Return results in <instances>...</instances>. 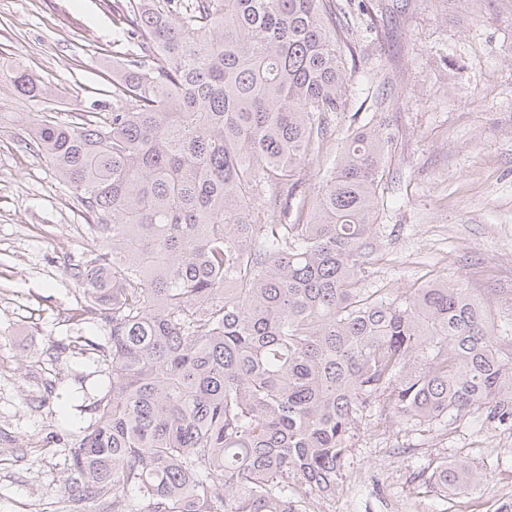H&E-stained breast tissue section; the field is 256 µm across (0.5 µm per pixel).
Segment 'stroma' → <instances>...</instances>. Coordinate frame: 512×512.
<instances>
[{
	"mask_svg": "<svg viewBox=\"0 0 512 512\" xmlns=\"http://www.w3.org/2000/svg\"><path fill=\"white\" fill-rule=\"evenodd\" d=\"M125 0H0L7 62L59 88L36 101L0 91V512H70L68 447L93 419L105 367L78 336L104 324L64 313L83 291L69 274L97 249L91 217L41 156L20 114L59 121L111 101L114 20ZM355 64L336 135L311 156L313 198L338 161L340 136L383 120L395 135L379 189L385 260L366 287L390 292L458 279L512 336V0H351ZM343 482L316 512H506L512 427L483 410L431 431L372 414L350 441ZM487 468L464 494L426 486L440 458Z\"/></svg>",
	"mask_w": 512,
	"mask_h": 512,
	"instance_id": "1",
	"label": "stroma"
}]
</instances>
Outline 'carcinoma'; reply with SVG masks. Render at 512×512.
<instances>
[{"label":"carcinoma","instance_id":"carcinoma-1","mask_svg":"<svg viewBox=\"0 0 512 512\" xmlns=\"http://www.w3.org/2000/svg\"><path fill=\"white\" fill-rule=\"evenodd\" d=\"M344 20L339 0H126L112 111L30 123L25 149L100 243L71 272L75 318L109 329L108 383L69 449L74 512H313L374 407L512 426V343L470 289L365 287L385 124L342 139L312 202L299 192L346 90ZM491 477L441 460L425 483Z\"/></svg>","mask_w":512,"mask_h":512}]
</instances>
